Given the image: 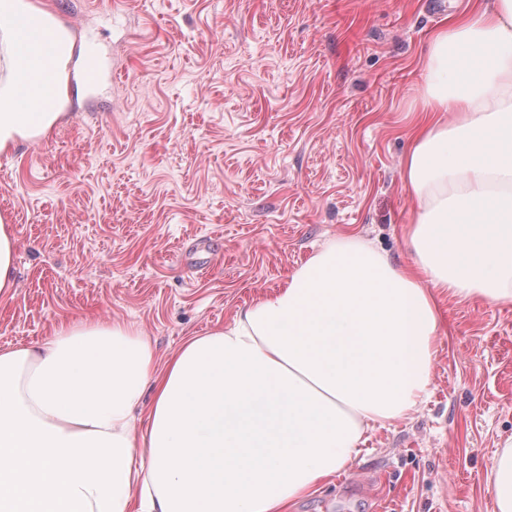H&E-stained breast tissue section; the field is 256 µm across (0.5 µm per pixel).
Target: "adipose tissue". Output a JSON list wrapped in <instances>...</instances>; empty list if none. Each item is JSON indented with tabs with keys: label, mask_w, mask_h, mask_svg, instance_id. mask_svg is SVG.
<instances>
[{
	"label": "adipose tissue",
	"mask_w": 512,
	"mask_h": 512,
	"mask_svg": "<svg viewBox=\"0 0 512 512\" xmlns=\"http://www.w3.org/2000/svg\"><path fill=\"white\" fill-rule=\"evenodd\" d=\"M86 71L51 12L0 0V154L46 137ZM416 109L400 169L413 266L327 243L161 371L117 323L0 350V512H288L352 464L367 428L417 411L435 292L512 303V0L435 32Z\"/></svg>",
	"instance_id": "adipose-tissue-1"
}]
</instances>
